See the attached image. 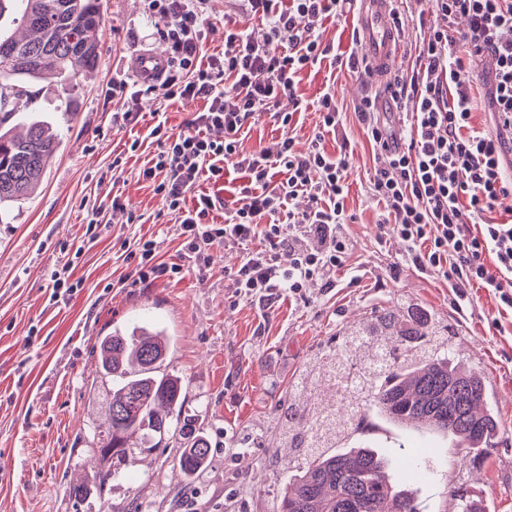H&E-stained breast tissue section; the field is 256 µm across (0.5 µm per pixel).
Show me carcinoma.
<instances>
[{"mask_svg": "<svg viewBox=\"0 0 512 512\" xmlns=\"http://www.w3.org/2000/svg\"><path fill=\"white\" fill-rule=\"evenodd\" d=\"M11 5L18 37L0 29V223H8L9 205L30 194L56 154L59 136L34 121L26 131L3 129L13 113L27 109V84L47 73L76 79L98 67L99 53L91 32L102 24L101 0H0V16ZM428 318L401 320L382 311L370 324L342 340V351L374 346L388 352L385 369L363 366L362 383L354 388L355 413L376 412L395 423L418 422L450 437L466 455L476 458L498 436V420L487 405L482 377L455 363L453 350L432 340ZM170 341L166 333L137 323L101 338L98 362L112 386L107 427L97 435L102 468L87 483L68 487L71 498L101 496L119 476L134 449L128 438L140 437L139 450L175 441L182 448L179 464L189 476L207 463L210 443L205 432L182 416V380L167 371ZM292 426L305 432L313 455L299 474L289 478L279 512H420L408 494L393 490L385 476L388 458L375 448L342 452L321 450L327 435L346 428L351 418L332 409H287ZM404 469L432 472L443 463L437 453H407Z\"/></svg>", "mask_w": 512, "mask_h": 512, "instance_id": "obj_1", "label": "carcinoma"}]
</instances>
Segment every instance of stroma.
<instances>
[{
	"instance_id": "35a3bbf8",
	"label": "stroma",
	"mask_w": 512,
	"mask_h": 512,
	"mask_svg": "<svg viewBox=\"0 0 512 512\" xmlns=\"http://www.w3.org/2000/svg\"><path fill=\"white\" fill-rule=\"evenodd\" d=\"M426 7L425 0L399 4L400 69L416 63L418 17ZM102 10L95 74L75 83L37 80L29 111L10 121L18 130L42 121L61 144L37 190L11 203L9 223L0 224V512H127L135 501L143 512H278L289 473L306 462L281 434L279 403L294 394L304 406L336 404L318 370L335 358L344 333L382 309L404 319L424 313L448 331L458 359L482 374L500 432L475 464L445 436L371 414L362 430L343 435L337 450L369 446L391 458L424 447L439 451L447 464L431 482L389 471L421 512H461L449 493L457 481L479 512H512V313L483 288L470 289V304L457 308L441 271H418L398 238L380 236L369 190L374 149L356 110L363 98L385 99L393 89L337 64V56L358 54L355 20L324 21L322 39L334 54L301 72V112L287 100L279 105L294 112L295 141L303 148L317 131L320 97L335 95L343 125L323 144L350 154L348 254L332 282L312 281L301 294L262 308L236 288L240 249L212 245L207 270L198 272L163 196L140 175L158 150L149 136L159 121L155 111H162L166 133H177L203 100L166 104L145 89L137 120H124L126 104L107 92L112 77L129 72L132 55L163 41L143 18L144 0H102ZM94 207L100 224L91 234L87 212ZM142 236L181 273L149 287L129 281L123 245ZM55 272L80 284L58 303L50 299ZM131 322L168 334L170 369L186 385L182 412L201 422L210 460L190 481L178 466L177 444L137 453L103 498L78 503L67 488L97 471L96 435L107 418L110 385L97 373V342Z\"/></svg>"
}]
</instances>
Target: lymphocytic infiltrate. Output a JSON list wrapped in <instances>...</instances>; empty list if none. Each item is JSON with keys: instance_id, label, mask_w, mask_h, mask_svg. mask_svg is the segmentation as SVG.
<instances>
[{"instance_id": "f902f5d3", "label": "lymphocytic infiltrate", "mask_w": 512, "mask_h": 512, "mask_svg": "<svg viewBox=\"0 0 512 512\" xmlns=\"http://www.w3.org/2000/svg\"><path fill=\"white\" fill-rule=\"evenodd\" d=\"M146 2L169 48L158 85L163 99L205 102L186 131L165 136L152 128L158 151L141 172L163 194L196 269L206 270L214 243L241 248L233 276L240 295L261 305L300 294L310 280L331 278L348 252L349 156L343 149L327 152L323 140L341 126L342 114L333 94L324 93L321 130L301 151L288 133L293 113L275 107L279 98L295 95L303 70L331 52L321 39L323 22L350 12L352 0H241L242 10L264 20L267 37L254 41L232 21L216 54L205 51L209 0ZM430 16L431 35L419 45L417 67L408 85L392 94L396 110L411 116L409 131L381 118L372 99L358 108L376 147L369 183L373 199L384 205L379 228L404 242L417 270H446L459 300H467L468 289L484 288L501 309L512 310V218L490 217L500 199L512 196V172L503 167L499 137L472 123L476 92L464 65L465 56L490 55L493 112L512 128V0H431ZM460 16L469 21L463 34L454 29ZM270 110L285 135L243 151L245 126ZM213 128L223 130V139L210 137ZM228 163L246 173L247 182L218 224L216 197L198 186L223 181ZM299 196L308 201L301 212L290 206ZM258 239L263 247H255ZM125 261L144 286L181 272L158 261L151 239H136Z\"/></svg>"}]
</instances>
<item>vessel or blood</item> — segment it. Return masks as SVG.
<instances>
[{"label": "vessel or blood", "instance_id": "vessel-or-blood-1", "mask_svg": "<svg viewBox=\"0 0 512 512\" xmlns=\"http://www.w3.org/2000/svg\"><path fill=\"white\" fill-rule=\"evenodd\" d=\"M359 46L372 76L392 78L400 54V29L392 13V0H355ZM167 54L147 49L130 60V69L144 83L161 79Z\"/></svg>", "mask_w": 512, "mask_h": 512}]
</instances>
